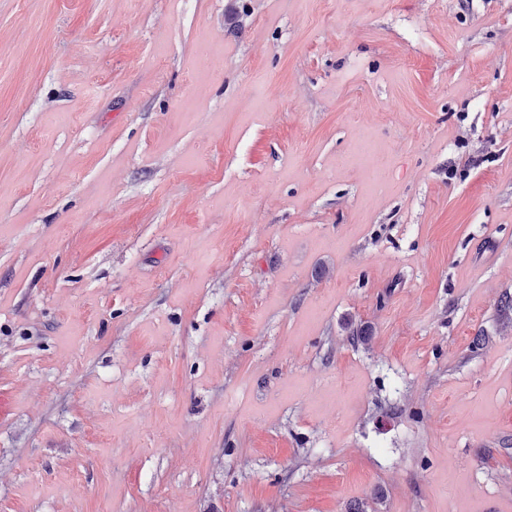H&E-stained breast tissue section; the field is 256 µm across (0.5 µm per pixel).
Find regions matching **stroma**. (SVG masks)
I'll use <instances>...</instances> for the list:
<instances>
[{"label":"stroma","mask_w":512,"mask_h":512,"mask_svg":"<svg viewBox=\"0 0 512 512\" xmlns=\"http://www.w3.org/2000/svg\"><path fill=\"white\" fill-rule=\"evenodd\" d=\"M512 0H0V512H512Z\"/></svg>","instance_id":"stroma-1"}]
</instances>
